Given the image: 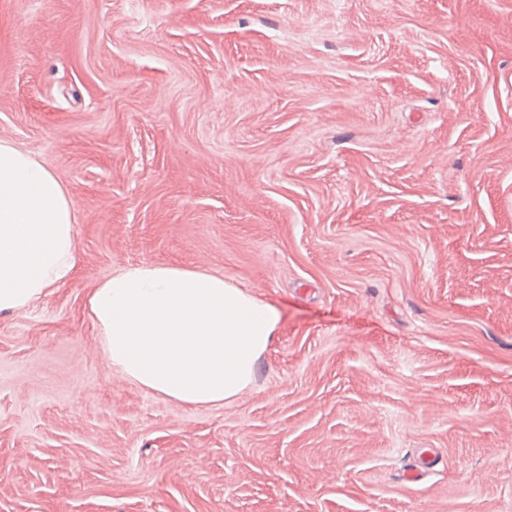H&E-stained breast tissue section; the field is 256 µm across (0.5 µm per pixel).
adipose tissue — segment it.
Instances as JSON below:
<instances>
[{
	"instance_id": "adipose-tissue-1",
	"label": "adipose tissue",
	"mask_w": 512,
	"mask_h": 512,
	"mask_svg": "<svg viewBox=\"0 0 512 512\" xmlns=\"http://www.w3.org/2000/svg\"><path fill=\"white\" fill-rule=\"evenodd\" d=\"M76 235L62 182L0 140V313L22 310L72 278ZM86 306L116 373L195 407L248 389L280 321L276 306L223 276L172 265L121 268Z\"/></svg>"
}]
</instances>
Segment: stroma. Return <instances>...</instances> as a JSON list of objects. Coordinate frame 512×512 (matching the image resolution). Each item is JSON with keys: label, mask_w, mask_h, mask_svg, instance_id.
<instances>
[{"label": "stroma", "mask_w": 512, "mask_h": 512, "mask_svg": "<svg viewBox=\"0 0 512 512\" xmlns=\"http://www.w3.org/2000/svg\"><path fill=\"white\" fill-rule=\"evenodd\" d=\"M0 139L77 223L0 314V512H512V0H0ZM140 263L279 309L241 396L113 371Z\"/></svg>", "instance_id": "obj_1"}]
</instances>
